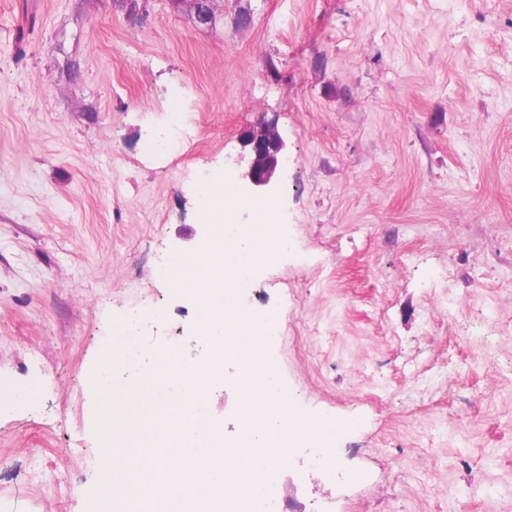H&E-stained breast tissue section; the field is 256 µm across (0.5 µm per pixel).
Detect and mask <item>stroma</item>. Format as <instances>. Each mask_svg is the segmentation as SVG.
<instances>
[{
	"label": "stroma",
	"instance_id": "1",
	"mask_svg": "<svg viewBox=\"0 0 512 512\" xmlns=\"http://www.w3.org/2000/svg\"><path fill=\"white\" fill-rule=\"evenodd\" d=\"M211 7L0 0V512H88L106 345L204 361L165 261L265 125L289 247L234 305L273 318L291 416L340 424L338 478L293 449L277 504L512 512V0ZM241 377L206 390L228 442Z\"/></svg>",
	"mask_w": 512,
	"mask_h": 512
}]
</instances>
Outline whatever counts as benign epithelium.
I'll list each match as a JSON object with an SVG mask.
<instances>
[{
    "label": "benign epithelium",
    "mask_w": 512,
    "mask_h": 512,
    "mask_svg": "<svg viewBox=\"0 0 512 512\" xmlns=\"http://www.w3.org/2000/svg\"><path fill=\"white\" fill-rule=\"evenodd\" d=\"M242 143L248 148L252 160L247 169L237 174V178L254 191L264 192L269 189L287 157L286 143L270 127L245 131Z\"/></svg>",
    "instance_id": "obj_1"
}]
</instances>
